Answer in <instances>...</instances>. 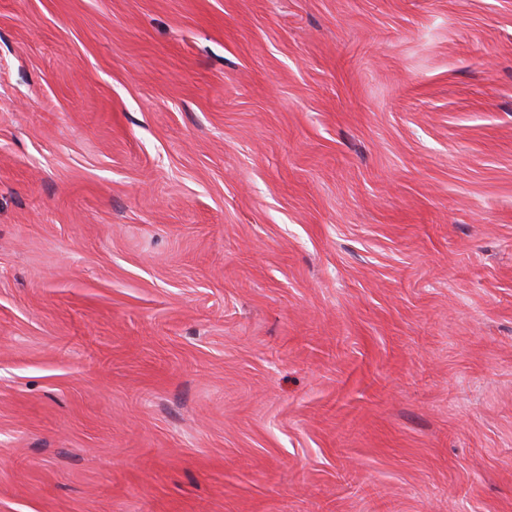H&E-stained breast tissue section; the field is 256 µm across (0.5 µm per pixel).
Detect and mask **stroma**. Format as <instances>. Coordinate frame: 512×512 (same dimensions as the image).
<instances>
[{"instance_id": "1", "label": "stroma", "mask_w": 512, "mask_h": 512, "mask_svg": "<svg viewBox=\"0 0 512 512\" xmlns=\"http://www.w3.org/2000/svg\"><path fill=\"white\" fill-rule=\"evenodd\" d=\"M0 512H512V0H0Z\"/></svg>"}]
</instances>
